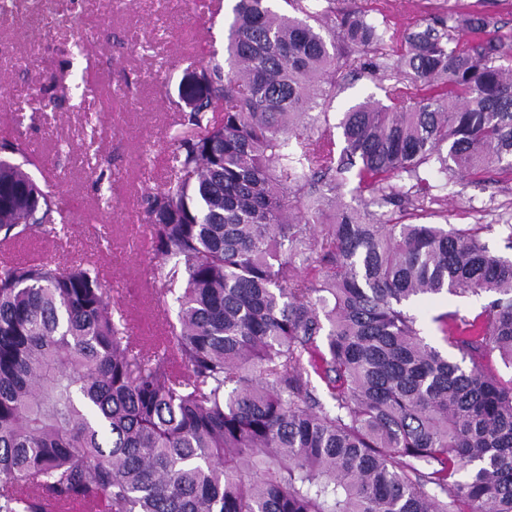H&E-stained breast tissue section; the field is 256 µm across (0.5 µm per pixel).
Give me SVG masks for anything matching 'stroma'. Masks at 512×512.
I'll list each match as a JSON object with an SVG mask.
<instances>
[{
	"label": "stroma",
	"mask_w": 512,
	"mask_h": 512,
	"mask_svg": "<svg viewBox=\"0 0 512 512\" xmlns=\"http://www.w3.org/2000/svg\"><path fill=\"white\" fill-rule=\"evenodd\" d=\"M357 2L391 32L439 17L493 18V35L512 46V0H336ZM232 0H19L0 13V140L18 138L52 166L51 189L69 222L58 235L34 233L0 246V260H83L104 276L132 341L165 337L174 305L157 301L159 264L143 199L166 176L189 108L185 74L223 52ZM82 48H75V41ZM433 193L458 228L482 225L489 249L512 259V169L444 182ZM489 294L447 293L410 307L423 336L442 346L434 321L446 311L474 315Z\"/></svg>",
	"instance_id": "1"
}]
</instances>
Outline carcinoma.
Returning <instances> with one entry per match:
<instances>
[{"instance_id":"1","label":"carcinoma","mask_w":512,"mask_h":512,"mask_svg":"<svg viewBox=\"0 0 512 512\" xmlns=\"http://www.w3.org/2000/svg\"><path fill=\"white\" fill-rule=\"evenodd\" d=\"M284 3L235 0L145 198L155 294L177 305L161 357L97 268L0 261V512H512V379L482 367L512 365V260L475 228L371 210L431 218L430 172L512 168L508 52L456 36L485 16L390 54L359 8ZM343 70L387 103L332 115ZM2 152L3 239L57 234L22 143ZM444 291L495 299L435 317L443 349L407 306Z\"/></svg>"}]
</instances>
